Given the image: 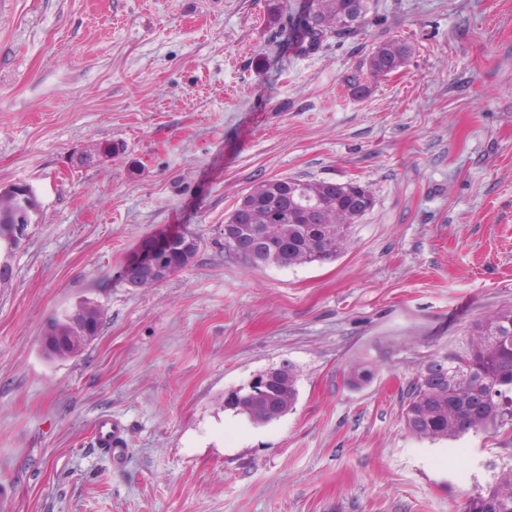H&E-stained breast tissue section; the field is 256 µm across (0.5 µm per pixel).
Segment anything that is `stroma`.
<instances>
[{
	"label": "stroma",
	"mask_w": 512,
	"mask_h": 512,
	"mask_svg": "<svg viewBox=\"0 0 512 512\" xmlns=\"http://www.w3.org/2000/svg\"><path fill=\"white\" fill-rule=\"evenodd\" d=\"M270 0H0V185L39 204L0 284V485L9 512H461L512 437L430 441L405 388L512 306V0H373L317 51L274 44ZM411 53L371 78L368 55ZM123 154L79 163L98 145ZM354 179L374 206L331 262L254 268L224 224L258 181ZM164 235L188 264L132 287ZM103 318L50 360L48 320ZM374 379L350 388L358 361ZM290 363L255 424L225 392ZM125 454L93 440L100 416ZM408 47L398 41L377 46L367 59L368 70L373 76L388 77L397 72L406 62Z\"/></svg>",
	"instance_id": "obj_1"
}]
</instances>
